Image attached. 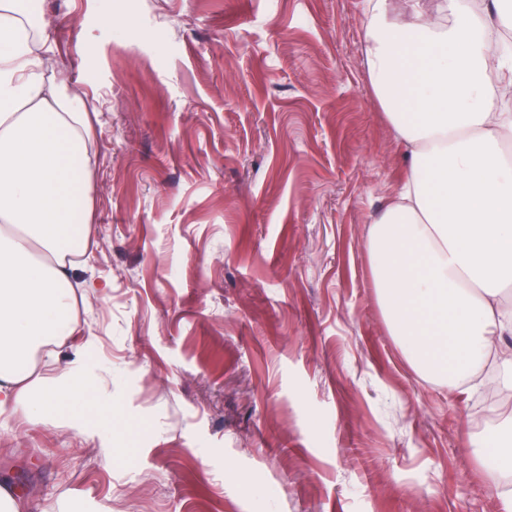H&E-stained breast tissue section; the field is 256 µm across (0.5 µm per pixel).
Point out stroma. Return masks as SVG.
I'll list each match as a JSON object with an SVG mask.
<instances>
[{
  "mask_svg": "<svg viewBox=\"0 0 512 512\" xmlns=\"http://www.w3.org/2000/svg\"><path fill=\"white\" fill-rule=\"evenodd\" d=\"M85 101L78 327L112 396L84 429L0 422L27 512H501L484 389L424 379L366 248L406 149L370 86L365 0H30Z\"/></svg>",
  "mask_w": 512,
  "mask_h": 512,
  "instance_id": "obj_1",
  "label": "stroma"
}]
</instances>
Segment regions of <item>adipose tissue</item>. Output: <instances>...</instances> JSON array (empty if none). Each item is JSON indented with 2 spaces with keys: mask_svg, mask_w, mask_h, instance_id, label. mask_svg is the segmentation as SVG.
Instances as JSON below:
<instances>
[{
  "mask_svg": "<svg viewBox=\"0 0 512 512\" xmlns=\"http://www.w3.org/2000/svg\"><path fill=\"white\" fill-rule=\"evenodd\" d=\"M370 0L371 87L408 165L395 203L370 230L374 286L390 333L414 367L469 390L487 367L512 391V55L486 38L501 12L470 0ZM22 0H0V418L83 425L81 357L57 376L31 356L72 335L75 254L90 237L84 100L49 72L44 31Z\"/></svg>",
  "mask_w": 512,
  "mask_h": 512,
  "instance_id": "obj_1",
  "label": "adipose tissue"
}]
</instances>
